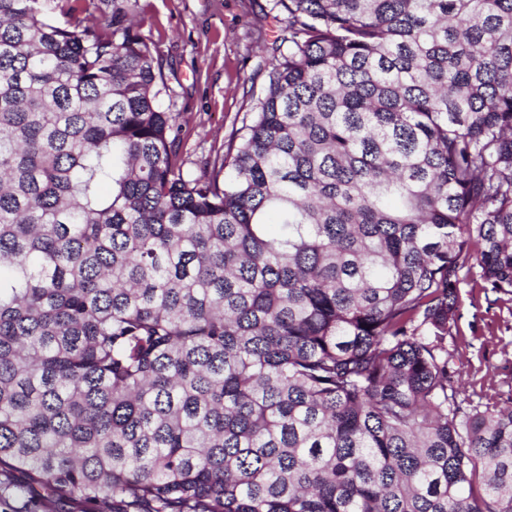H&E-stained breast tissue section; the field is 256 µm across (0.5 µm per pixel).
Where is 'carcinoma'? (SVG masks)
<instances>
[{
	"label": "carcinoma",
	"instance_id": "obj_1",
	"mask_svg": "<svg viewBox=\"0 0 512 512\" xmlns=\"http://www.w3.org/2000/svg\"><path fill=\"white\" fill-rule=\"evenodd\" d=\"M99 2L0 0V472L112 512H512V406L462 408L445 347L471 243L512 295V0H275L197 173L139 0Z\"/></svg>",
	"mask_w": 512,
	"mask_h": 512
}]
</instances>
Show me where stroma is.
Wrapping results in <instances>:
<instances>
[{
	"instance_id": "stroma-1",
	"label": "stroma",
	"mask_w": 512,
	"mask_h": 512,
	"mask_svg": "<svg viewBox=\"0 0 512 512\" xmlns=\"http://www.w3.org/2000/svg\"><path fill=\"white\" fill-rule=\"evenodd\" d=\"M166 64L188 171L222 156L262 96L278 29L274 0H140ZM475 259L460 273L458 311L448 330V366L458 397L471 404L512 402V296L491 293ZM20 474L0 475V512H103L101 505L62 503L22 491Z\"/></svg>"
}]
</instances>
